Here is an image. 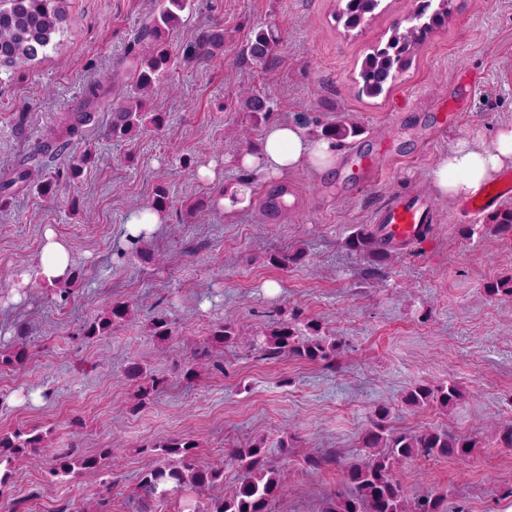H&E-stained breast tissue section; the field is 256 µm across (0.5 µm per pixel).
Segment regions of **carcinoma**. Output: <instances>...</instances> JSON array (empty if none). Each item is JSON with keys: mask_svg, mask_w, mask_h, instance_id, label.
<instances>
[{"mask_svg": "<svg viewBox=\"0 0 512 512\" xmlns=\"http://www.w3.org/2000/svg\"><path fill=\"white\" fill-rule=\"evenodd\" d=\"M343 8L339 19L345 28L354 30L366 18L372 16L382 0H342ZM62 0H0V67L14 66L35 61L46 54L54 35L64 20ZM451 0H415V7L397 21L386 42L377 45L367 54L359 73L362 91L379 95L396 82L407 69L417 48L436 30L448 23L451 15ZM192 0H156L153 17L143 28L142 38L148 41L140 59L135 62L133 77L135 89L124 97L122 103L113 109L112 121L104 129V135L112 139H125L137 135L151 125L162 128L167 119L164 112L145 111L141 94L149 91L173 71L176 61L171 57L165 38L182 21L181 14L191 10ZM276 35L271 29L254 32L246 51L251 60L265 66L271 59ZM223 44V35L217 32L202 34L196 44L187 51L185 59L209 57ZM112 97V78L90 82L84 90L83 105L79 109L63 113L61 127L66 130V140L54 150L58 155L64 152L70 141L83 135L85 128L94 121V112ZM246 107L253 117L266 115L269 111L267 98L252 94L247 98ZM48 150L38 146L18 166L15 177L0 182V203L13 194L12 188L21 182L34 181L41 194L52 197L56 194V180L51 176L45 180L41 175L40 157ZM94 163L89 151L72 156L66 163L70 178H78L84 169ZM347 246L370 258L366 275L380 274L389 258L384 250L365 229L355 231ZM129 306L123 301H114L103 315L84 326V335L93 338L106 336L112 325L126 320ZM152 336L166 341L173 335L172 323L165 317L152 322ZM309 336H299L293 324L281 322L267 332L263 339L264 351L272 357L289 355L311 362H336V342H327L320 336L321 327L310 323ZM26 329L18 327L10 354L0 351V363L18 367L24 364L26 350L21 343ZM124 375L137 383L136 396L142 406L152 399L161 381L147 375L146 368L133 363ZM460 399L458 387L450 383L432 387L426 383L414 385L406 394L405 402L412 406L438 403L452 407ZM389 409L378 406L372 414L371 426L362 439L361 447L370 450L368 458L350 465L345 470V482L350 488L346 495L336 497V502L324 512H443V500L438 496L410 502L401 484L394 478L395 466L411 458L418 451L427 454L466 457L477 447L478 441L470 436H460L446 430H430L412 434L397 432L387 426ZM46 447V435L31 431H16L0 434V465L26 457ZM161 447L171 461L159 464L142 475L141 484L153 495L161 498L170 492L210 488L223 481V469L201 466L196 462V441L187 438L169 439ZM112 449L102 448L96 456H75L70 450L55 454L49 467L53 477L74 476L93 472L100 466V460L111 455ZM231 459L241 470V477L234 491L213 501L209 512H269L271 503L284 489V475L266 468L263 464V448L256 444L250 448H236Z\"/></svg>", "mask_w": 512, "mask_h": 512, "instance_id": "1", "label": "carcinoma"}]
</instances>
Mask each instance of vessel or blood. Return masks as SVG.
I'll use <instances>...</instances> for the list:
<instances>
[{
  "label": "vessel or blood",
  "mask_w": 512,
  "mask_h": 512,
  "mask_svg": "<svg viewBox=\"0 0 512 512\" xmlns=\"http://www.w3.org/2000/svg\"><path fill=\"white\" fill-rule=\"evenodd\" d=\"M512 196V173L504 174L496 187L486 188L481 194L462 203L463 212L474 215ZM439 215L432 200L421 195L398 191L373 217V233L388 247L421 243Z\"/></svg>",
  "instance_id": "vessel-or-blood-1"
}]
</instances>
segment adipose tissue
<instances>
[{
    "label": "adipose tissue",
    "mask_w": 512,
    "mask_h": 512,
    "mask_svg": "<svg viewBox=\"0 0 512 512\" xmlns=\"http://www.w3.org/2000/svg\"><path fill=\"white\" fill-rule=\"evenodd\" d=\"M336 162V150L325 139L308 138L293 122L269 124L256 152L241 155L237 163L256 168L270 177H279L302 168L323 170ZM512 168V125L501 127L493 145L486 146L474 138L460 139L448 153L441 155L432 173V186L442 197L463 199L477 193ZM73 257L69 245L53 231H46L39 264L35 272L19 270L14 279L19 288L31 279L54 285L69 279Z\"/></svg>",
    "instance_id": "obj_1"
}]
</instances>
